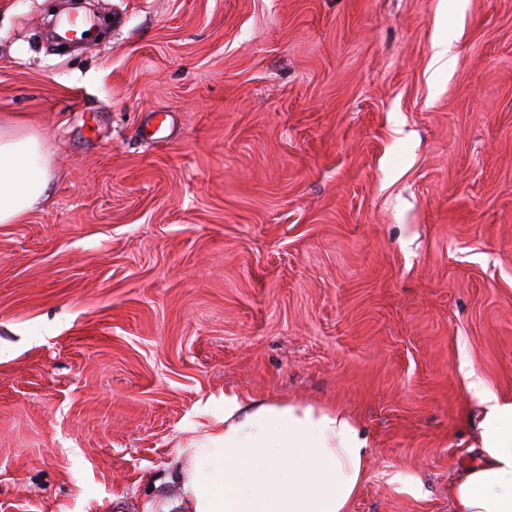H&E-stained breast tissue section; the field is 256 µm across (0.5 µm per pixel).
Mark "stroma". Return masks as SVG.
Returning <instances> with one entry per match:
<instances>
[{
  "mask_svg": "<svg viewBox=\"0 0 512 512\" xmlns=\"http://www.w3.org/2000/svg\"><path fill=\"white\" fill-rule=\"evenodd\" d=\"M0 0V512H159L224 397L368 432L350 512H453L512 396V0ZM445 42L447 70L433 63ZM50 156L40 137L16 122L0 124V224H17L49 194Z\"/></svg>",
  "mask_w": 512,
  "mask_h": 512,
  "instance_id": "1",
  "label": "stroma"
}]
</instances>
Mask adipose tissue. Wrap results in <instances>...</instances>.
<instances>
[{
	"label": "adipose tissue",
	"mask_w": 512,
	"mask_h": 512,
	"mask_svg": "<svg viewBox=\"0 0 512 512\" xmlns=\"http://www.w3.org/2000/svg\"><path fill=\"white\" fill-rule=\"evenodd\" d=\"M50 156L16 122L0 125V224L49 194ZM484 408L476 453L454 476V512H512V399L469 384ZM224 426L185 448L180 496L161 512H349L367 477L371 439L337 409L224 397Z\"/></svg>",
	"instance_id": "1"
}]
</instances>
